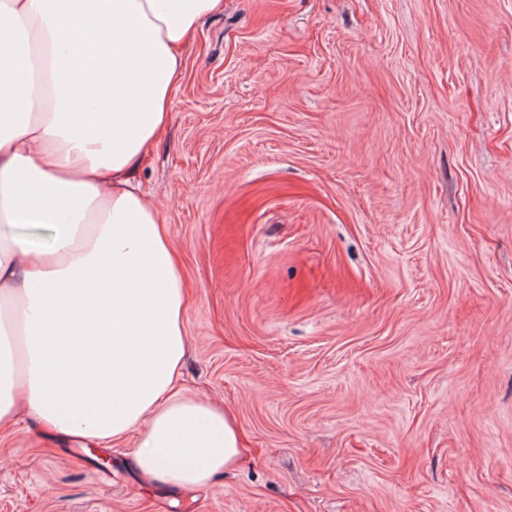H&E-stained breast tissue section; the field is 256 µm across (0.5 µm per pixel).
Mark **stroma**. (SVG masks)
Returning <instances> with one entry per match:
<instances>
[{"label": "stroma", "instance_id": "35a3bbf8", "mask_svg": "<svg viewBox=\"0 0 512 512\" xmlns=\"http://www.w3.org/2000/svg\"><path fill=\"white\" fill-rule=\"evenodd\" d=\"M182 56L137 177L249 455L179 492L24 410L0 512H512V0H224Z\"/></svg>", "mask_w": 512, "mask_h": 512}]
</instances>
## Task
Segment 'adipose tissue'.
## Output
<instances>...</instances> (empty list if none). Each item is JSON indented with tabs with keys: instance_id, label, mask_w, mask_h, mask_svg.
Here are the masks:
<instances>
[{
	"instance_id": "ef3b65f1",
	"label": "adipose tissue",
	"mask_w": 512,
	"mask_h": 512,
	"mask_svg": "<svg viewBox=\"0 0 512 512\" xmlns=\"http://www.w3.org/2000/svg\"><path fill=\"white\" fill-rule=\"evenodd\" d=\"M224 0H0V427L135 435L149 484L193 489L244 456L232 413L180 396L187 290L136 174L169 119L181 47ZM94 121L85 132V121ZM48 228L38 243L12 227Z\"/></svg>"
}]
</instances>
